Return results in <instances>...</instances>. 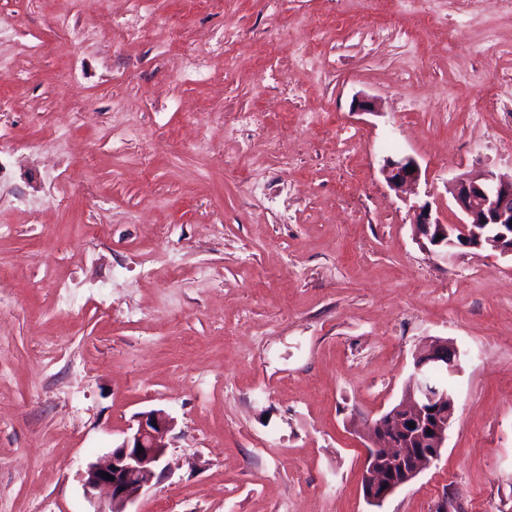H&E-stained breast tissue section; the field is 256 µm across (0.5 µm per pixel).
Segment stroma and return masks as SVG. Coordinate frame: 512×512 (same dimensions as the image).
Masks as SVG:
<instances>
[{
  "label": "stroma",
  "mask_w": 512,
  "mask_h": 512,
  "mask_svg": "<svg viewBox=\"0 0 512 512\" xmlns=\"http://www.w3.org/2000/svg\"><path fill=\"white\" fill-rule=\"evenodd\" d=\"M380 7L383 34L361 0H144L181 19L178 49L232 37L209 80L126 43L121 0H0V512H91L87 464L150 410L175 423L169 470L133 512H512V257L447 262L413 226L426 201L456 222V176L512 172V112L489 103L512 15L424 0L442 24L419 28ZM241 112L256 123L225 137ZM311 113L321 130L298 123ZM403 154L422 174L398 193L381 165ZM431 337L463 359L446 446L370 505L358 428L402 399Z\"/></svg>",
  "instance_id": "1"
}]
</instances>
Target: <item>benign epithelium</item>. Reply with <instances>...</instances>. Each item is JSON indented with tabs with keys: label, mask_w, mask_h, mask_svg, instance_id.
<instances>
[{
	"label": "benign epithelium",
	"mask_w": 512,
	"mask_h": 512,
	"mask_svg": "<svg viewBox=\"0 0 512 512\" xmlns=\"http://www.w3.org/2000/svg\"><path fill=\"white\" fill-rule=\"evenodd\" d=\"M381 173L387 185L403 192L421 178L419 162L411 155L383 158ZM453 204L460 214L456 224H445L432 215L425 202L414 213L416 235L438 249L446 261L460 248L486 247L512 256V173L484 170L456 177L449 185ZM461 370V356L450 341L431 338L419 346L413 362L410 385L398 405L369 423L366 470L362 482L364 498L377 505L413 482L441 455L454 418V400L448 389L431 377L438 371L450 376ZM414 423L409 427L408 423ZM174 421L161 410L140 414L136 430L112 449L102 463L88 465L84 475L85 496L107 490L109 502L96 512H129L128 506L161 468ZM142 453H137L138 448ZM109 473L113 479L102 477Z\"/></svg>",
	"instance_id": "obj_1"
}]
</instances>
